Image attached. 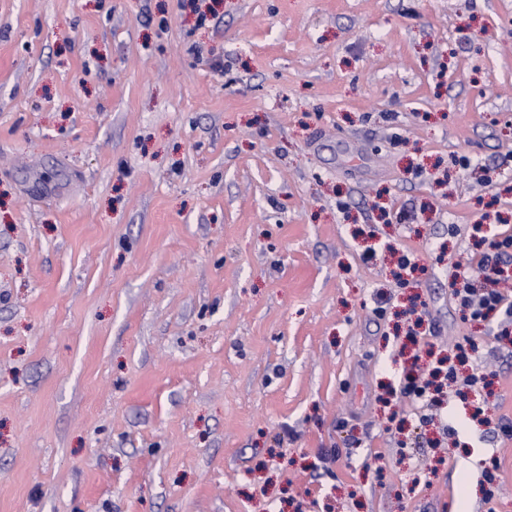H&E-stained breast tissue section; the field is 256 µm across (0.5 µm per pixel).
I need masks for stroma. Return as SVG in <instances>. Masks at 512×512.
I'll list each match as a JSON object with an SVG mask.
<instances>
[{
  "instance_id": "obj_1",
  "label": "stroma",
  "mask_w": 512,
  "mask_h": 512,
  "mask_svg": "<svg viewBox=\"0 0 512 512\" xmlns=\"http://www.w3.org/2000/svg\"><path fill=\"white\" fill-rule=\"evenodd\" d=\"M475 224L512 0H0V512H512ZM452 294L458 305L469 313L473 320L494 322L498 336H511V295L498 288H474L471 280L464 277L451 284ZM418 355L414 356L411 369L405 374L403 383L401 386V392L408 395H413L417 399H422L434 404H441V401L436 398H430V387L435 384L433 379L437 376L444 374V379L450 382H457L458 376L456 368L449 364L445 369L434 368L432 371L428 370L427 373L418 374L415 372L417 367ZM432 378V379H430Z\"/></svg>"
}]
</instances>
